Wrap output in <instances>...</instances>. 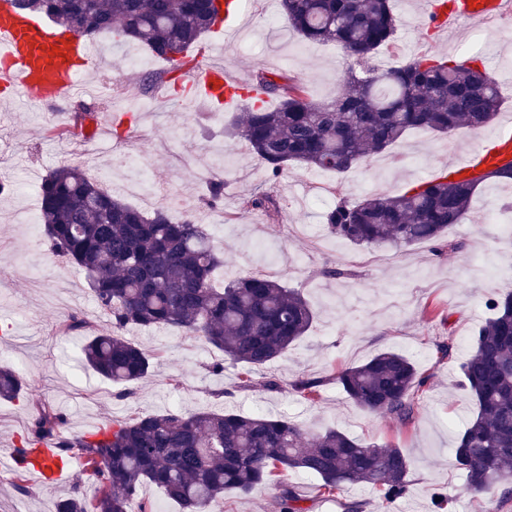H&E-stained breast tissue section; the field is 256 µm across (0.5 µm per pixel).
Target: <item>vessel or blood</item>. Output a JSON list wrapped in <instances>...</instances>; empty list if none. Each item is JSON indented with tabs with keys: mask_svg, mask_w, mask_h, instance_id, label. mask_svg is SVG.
Wrapping results in <instances>:
<instances>
[{
	"mask_svg": "<svg viewBox=\"0 0 512 512\" xmlns=\"http://www.w3.org/2000/svg\"><path fill=\"white\" fill-rule=\"evenodd\" d=\"M512 16V0H449L435 6L432 24L440 29H454L459 21H490ZM58 47V54H49V47ZM95 58V45L58 32L41 19L17 14L11 0H0V85L21 92L28 101L38 105L58 106L66 103L80 90L79 77ZM192 82L205 96L223 95L225 107L239 108L246 95L242 82L226 68L201 64L194 68ZM512 156V137H497L491 149H472L452 165L455 174L478 178L506 164ZM73 462L33 458L30 473L40 481L58 482L73 469Z\"/></svg>",
	"mask_w": 512,
	"mask_h": 512,
	"instance_id": "vessel-or-blood-1",
	"label": "vessel or blood"
}]
</instances>
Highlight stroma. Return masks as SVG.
I'll list each match as a JSON object with an SVG mask.
<instances>
[{"mask_svg":"<svg viewBox=\"0 0 512 512\" xmlns=\"http://www.w3.org/2000/svg\"><path fill=\"white\" fill-rule=\"evenodd\" d=\"M398 37L381 47L377 61L389 68L407 63L421 52L457 62L477 55L499 82L501 106L481 131L463 128L439 136L415 130L391 151L371 155L343 176L294 166L268 181L264 165L245 141L229 136L228 113L191 95H172L168 88L144 94L142 75L162 71L164 60L136 44L116 45L111 36L97 43L102 55L84 81L103 86L98 96L81 94L65 108L37 106L22 95L0 98V177L13 189L0 195V364L20 374L28 392L16 400H0V444L19 439L33 404L57 406L68 415L65 432L96 430L112 418L162 413L173 407L192 411L262 412L297 421L311 433L333 427L350 436L402 448L410 458L409 493L382 506L368 485L345 487L333 501H302L303 512H347L361 504L363 512H438L434 495L446 493L445 512H512V494L498 485L475 496L465 486L452 452L456 434L474 410L460 384L458 363L468 353L475 331L489 315V298L512 290V184L490 183L475 196L462 223L449 227L457 247L441 257L424 244L405 248L357 247L330 237L324 213L339 189L351 197L371 193L400 194L463 158L480 141L512 135V42H500L486 27L461 23L455 40L428 26L423 0H400ZM245 32L225 55L224 63L243 80L257 71L283 72L305 86L310 99L322 102L337 95L348 57L333 44L302 42L280 17L277 0H244ZM138 62L124 64L126 55ZM111 122L114 115L134 112L129 133L116 138L69 140L55 130L65 112L77 105ZM129 156L115 162L116 152ZM76 165L102 188L140 206L138 197L121 192L124 182L141 179L147 193L170 195L204 211L207 177L224 182L221 223H207L212 244L224 255L216 277L232 280L248 273L274 276L302 291L317 313L308 332L282 356L253 370L249 388H238L240 368L213 365L223 354L199 338L168 328H131L127 338L145 351L160 353L150 377L119 396L112 384L83 360V337L59 333L58 323L77 311L97 329L109 321L87 287L81 270L52 255L40 218L39 185L52 170ZM276 200L279 214L246 207L260 191ZM295 232L282 238L280 227ZM344 268L346 278L326 277L325 269ZM455 338L452 358L439 360L436 345ZM393 350L411 358L431 385L403 426L384 415L355 405L331 376L377 353ZM301 377H323L327 383L316 401L292 391ZM277 380L278 389L267 386ZM81 479L73 470L53 485L31 484L17 492L9 467L0 465V512H55ZM312 480L288 472L278 483L248 495L226 493L214 512H273L271 502L282 488L310 487Z\"/></svg>","mask_w":512,"mask_h":512,"instance_id":"35a3bbf8","label":"stroma"}]
</instances>
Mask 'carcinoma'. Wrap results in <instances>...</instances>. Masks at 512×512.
Here are the masks:
<instances>
[{
	"mask_svg": "<svg viewBox=\"0 0 512 512\" xmlns=\"http://www.w3.org/2000/svg\"><path fill=\"white\" fill-rule=\"evenodd\" d=\"M16 2L64 33L91 19L92 34L110 33L167 61V70L143 75L146 91L180 78L195 61L193 47L223 12L218 0ZM279 7L302 38L333 42L353 63L342 80L344 91L329 102L311 100L304 86L282 73L260 71L250 81L258 96L247 99V110L232 119L230 130L249 145L271 181L290 166L344 174L414 129L478 131L499 111L498 86L478 57L451 63L423 54L390 69L375 63L378 50L397 34L391 0H279ZM264 96L278 100L277 106L263 105ZM479 189L474 180L442 173L400 195L352 199L342 192L325 214L326 230L357 246L426 244L441 255L451 247L448 228L461 223ZM40 197L48 250L85 273L109 318L110 329L88 336L83 355L110 382L131 386L152 372L154 357L122 336L131 326L198 336L250 372L283 355L316 319L300 291L265 274L214 287L223 259L205 225L194 218L174 220L163 207L148 213L129 205L78 166L47 174ZM247 206L270 217L276 212L267 192L252 196ZM488 307L491 316L459 363L461 385L475 410L457 434L453 454L472 494L512 479V293L490 299ZM88 329L77 313L61 325L65 335ZM335 380L364 411L407 425L431 376L406 355L383 351L339 371ZM322 384L301 378L292 390L313 402ZM23 392L22 378L0 368V398ZM65 424L58 408L37 405L18 441L32 449L49 442L59 460H82V485L58 502L57 512H131L144 484L162 489L180 512H206L224 492L248 495L288 471L313 477L324 498L360 483L371 485L385 504L409 492L410 462L402 449L335 428L311 436L284 416L173 409L113 419L73 437L63 435ZM300 501L298 490L286 487L276 508L301 512Z\"/></svg>",
	"mask_w": 512,
	"mask_h": 512,
	"instance_id": "obj_1",
	"label": "carcinoma"
}]
</instances>
